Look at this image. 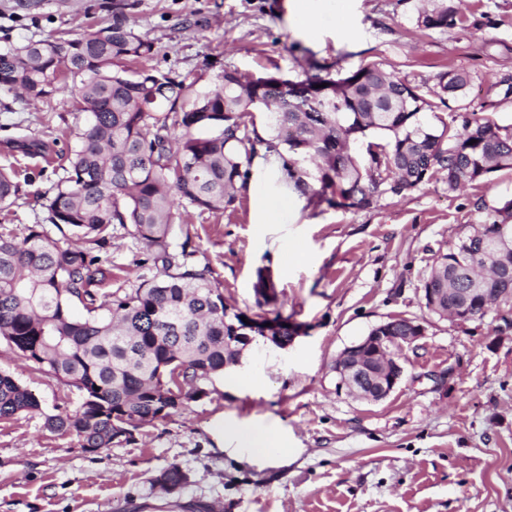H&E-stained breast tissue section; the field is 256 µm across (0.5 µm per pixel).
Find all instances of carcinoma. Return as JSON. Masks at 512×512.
Masks as SVG:
<instances>
[{
    "instance_id": "1",
    "label": "carcinoma",
    "mask_w": 512,
    "mask_h": 512,
    "mask_svg": "<svg viewBox=\"0 0 512 512\" xmlns=\"http://www.w3.org/2000/svg\"><path fill=\"white\" fill-rule=\"evenodd\" d=\"M127 4L112 3V23L75 38L32 40L0 52V90L30 99L71 85L88 121L44 206L61 234L29 228L21 238L0 233V336L32 367L81 393L74 409L44 414L46 427L86 448H110L114 437L164 420L200 397L198 383L224 373L241 354L236 337L248 333L245 312L227 309L208 263L195 260L190 233L174 240V197L202 211H220L246 188L253 159L277 163L288 189L307 205L366 208L380 186L401 195L435 173L455 192L490 174L512 170V131L476 113L464 134L421 118L439 112L469 83L462 70L438 76L437 89L412 85L369 62L343 77L314 70L303 83H325V95H302L277 73L253 77L224 70L206 93L179 77L163 82L128 63L153 56L152 42L128 25ZM462 21L452 0L419 11L417 27ZM267 112L265 135L241 130L246 109ZM367 157L350 151L360 138ZM320 188H315V185ZM18 193L0 171V205ZM143 244L157 270L111 300L99 289L112 281L101 252L115 226ZM512 200L490 212L477 233L465 232L437 256L425 288H512ZM79 302L88 317L71 315ZM40 409L15 375L0 370V418ZM123 413L117 420L113 413ZM169 492L188 483L177 466L150 479Z\"/></svg>"
}]
</instances>
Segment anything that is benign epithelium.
<instances>
[{
	"label": "benign epithelium",
	"instance_id": "obj_1",
	"mask_svg": "<svg viewBox=\"0 0 512 512\" xmlns=\"http://www.w3.org/2000/svg\"><path fill=\"white\" fill-rule=\"evenodd\" d=\"M426 308L443 318H450L459 325L478 318L471 312L470 306L483 303V312L490 311L494 305L512 297L505 292L493 303L483 301L484 289L469 288L460 294L453 305H448V289H422ZM249 328L262 335V339L286 348L296 337L298 330L293 324L283 326L280 321L267 326L261 319L250 322ZM288 330L292 336L282 337ZM424 332L423 326L414 319L391 318L373 327L358 342L345 347L336 356L332 371L336 374V390L356 395L369 402H379L387 398L401 383L405 375L402 357L399 351L411 346Z\"/></svg>",
	"mask_w": 512,
	"mask_h": 512
}]
</instances>
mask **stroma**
<instances>
[{"instance_id":"1","label":"stroma","mask_w":512,"mask_h":512,"mask_svg":"<svg viewBox=\"0 0 512 512\" xmlns=\"http://www.w3.org/2000/svg\"><path fill=\"white\" fill-rule=\"evenodd\" d=\"M108 0H0V52L109 25ZM128 22L155 45L152 65L214 86L223 70L301 81L309 61L333 77L380 61L414 85L440 73H469L462 96L439 119L460 130L477 112L512 129V0H454L460 24L420 30L424 0H319L315 25L300 27L296 0H128ZM350 37H341V20ZM87 115L69 89L29 102L0 90V169L19 192L0 210V232L25 236L50 227L40 202L63 177ZM37 140L48 157L14 144ZM226 210L175 208L200 262L211 265L226 303L253 314L258 269H270L283 314L305 330L288 348L255 341L240 366L204 383L189 406L138 429L133 441L88 453L44 426L55 408H75L76 390L30 368L0 338V369L41 403L0 419V512H512V304L458 326L429 312L421 286L436 255L462 226L482 224L489 207L512 200V171L449 192L434 175L401 196L380 193L370 207L307 206L275 181L251 175ZM279 221L255 224L251 187ZM103 256L111 290L124 294L154 276L144 248L116 229ZM416 319L424 333L403 351L406 374L385 400L337 392L331 365L346 346L385 320ZM253 376L244 388L237 377ZM274 431L288 453L255 460L235 452L225 427ZM178 466L190 477L176 494L149 478Z\"/></svg>"}]
</instances>
